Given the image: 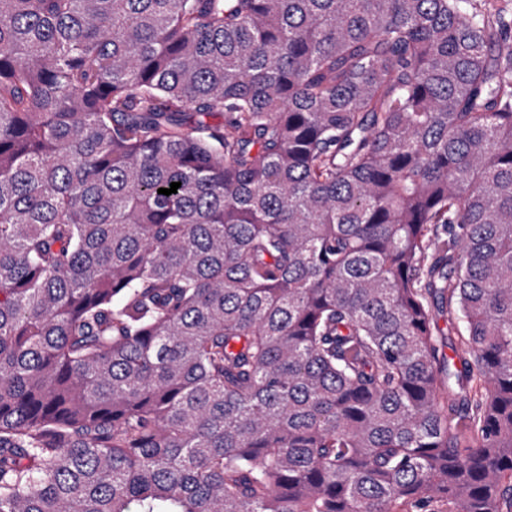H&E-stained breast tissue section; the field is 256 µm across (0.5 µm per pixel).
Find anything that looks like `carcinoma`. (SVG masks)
Wrapping results in <instances>:
<instances>
[{
  "instance_id": "cac0c4a2",
  "label": "carcinoma",
  "mask_w": 512,
  "mask_h": 512,
  "mask_svg": "<svg viewBox=\"0 0 512 512\" xmlns=\"http://www.w3.org/2000/svg\"><path fill=\"white\" fill-rule=\"evenodd\" d=\"M0 512H512V11L0 0ZM436 337L440 350L449 356H453V348H459L461 336L457 324L448 320V313L435 312Z\"/></svg>"
}]
</instances>
